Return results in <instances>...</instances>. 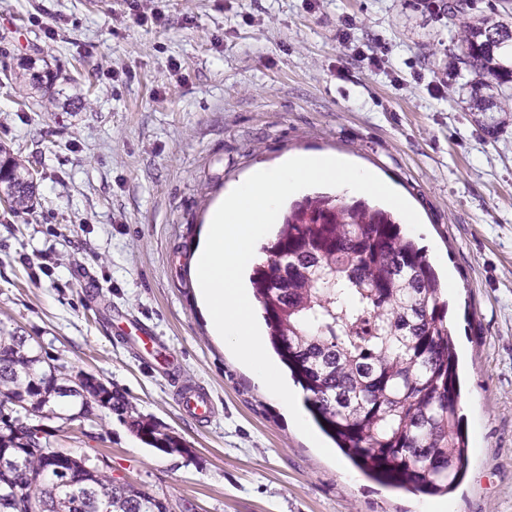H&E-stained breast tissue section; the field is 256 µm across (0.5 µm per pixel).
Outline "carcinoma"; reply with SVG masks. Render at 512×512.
<instances>
[{
  "label": "carcinoma",
  "mask_w": 512,
  "mask_h": 512,
  "mask_svg": "<svg viewBox=\"0 0 512 512\" xmlns=\"http://www.w3.org/2000/svg\"><path fill=\"white\" fill-rule=\"evenodd\" d=\"M459 64L472 79L468 109L507 112L512 15L458 26ZM18 159L0 161L10 202L28 208L33 187ZM266 261L250 276L270 342L305 392L320 430L366 477L395 489L446 494L463 477L458 357L439 278L393 212L362 198L306 194L283 212ZM73 384L77 389L62 391ZM75 417L107 405L147 445L182 452L162 424L129 414L125 397L49 364L37 341L0 328V512H169L88 457L40 442L15 402Z\"/></svg>",
  "instance_id": "carcinoma-1"
}]
</instances>
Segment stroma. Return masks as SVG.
I'll return each mask as SVG.
<instances>
[{
	"instance_id": "stroma-1",
	"label": "stroma",
	"mask_w": 512,
	"mask_h": 512,
	"mask_svg": "<svg viewBox=\"0 0 512 512\" xmlns=\"http://www.w3.org/2000/svg\"><path fill=\"white\" fill-rule=\"evenodd\" d=\"M0 0V146L36 177L0 204V324L95 374L186 447L109 409L48 422L170 512H512V112H472L455 26L420 0ZM350 37L336 31L344 18ZM386 60L377 69L367 60ZM50 68L49 91L22 82ZM446 80L444 95L434 82ZM333 154L418 213L459 358L467 473L442 496L335 464L213 336L193 278L211 208L255 168ZM147 323L212 397L202 424L106 314Z\"/></svg>"
}]
</instances>
